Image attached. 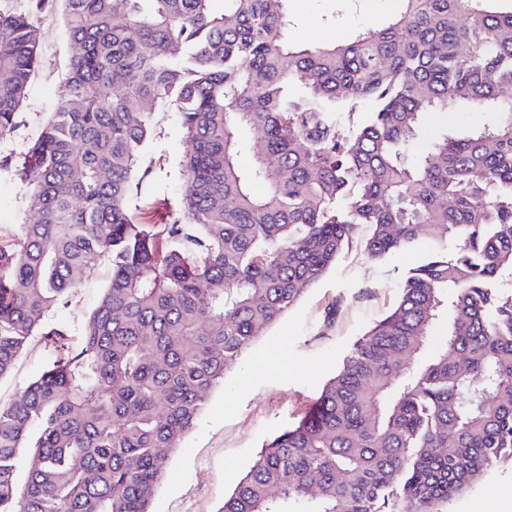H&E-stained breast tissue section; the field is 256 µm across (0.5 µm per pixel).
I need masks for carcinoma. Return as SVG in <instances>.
Segmentation results:
<instances>
[{"mask_svg":"<svg viewBox=\"0 0 512 512\" xmlns=\"http://www.w3.org/2000/svg\"><path fill=\"white\" fill-rule=\"evenodd\" d=\"M288 2L0 6V138L35 72L29 17L62 4L79 46L20 169L37 220L0 245V378L112 264L80 347L42 332L58 357L0 407V512H152L207 393L354 243L372 259L453 247L409 265L222 512H448L512 462V0H402L311 47L289 41ZM158 109L191 142L181 210L135 224ZM467 109L490 119L429 130Z\"/></svg>","mask_w":512,"mask_h":512,"instance_id":"1","label":"carcinoma"}]
</instances>
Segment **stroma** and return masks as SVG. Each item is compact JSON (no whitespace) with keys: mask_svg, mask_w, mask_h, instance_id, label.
<instances>
[{"mask_svg":"<svg viewBox=\"0 0 512 512\" xmlns=\"http://www.w3.org/2000/svg\"><path fill=\"white\" fill-rule=\"evenodd\" d=\"M289 8L295 17L292 42L310 45L341 42L364 25L382 26L398 6L393 0H290ZM33 21L41 34L38 66L17 128L0 138V153L12 159L10 168L0 169V244L12 242L20 225L36 219L28 205L30 188L16 169L63 94L67 65L77 51L63 16L37 15ZM153 126L140 161L151 174L128 205L137 224L165 223L168 213L178 210L180 162L191 147L176 113L156 111ZM406 269L404 257L375 261L355 245L317 284L306 287L298 305L259 337L225 373L223 384L210 391L194 427L169 460L152 512H219L263 444L311 411L354 341L394 304ZM111 276L109 263L95 267L66 302L49 312L45 329L62 331L69 346L78 347ZM56 357L54 344L33 336L11 372L0 378V406L16 400ZM449 509L512 512V464L491 470Z\"/></svg>","mask_w":512,"mask_h":512,"instance_id":"stroma-1","label":"stroma"}]
</instances>
